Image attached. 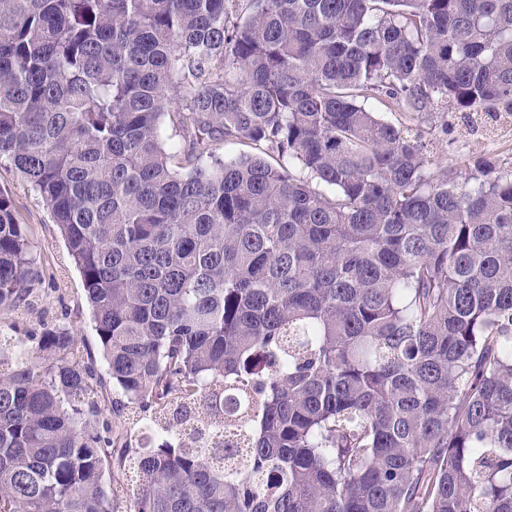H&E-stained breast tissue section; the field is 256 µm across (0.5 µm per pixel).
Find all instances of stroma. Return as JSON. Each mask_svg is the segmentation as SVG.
Segmentation results:
<instances>
[{
    "label": "stroma",
    "mask_w": 512,
    "mask_h": 512,
    "mask_svg": "<svg viewBox=\"0 0 512 512\" xmlns=\"http://www.w3.org/2000/svg\"><path fill=\"white\" fill-rule=\"evenodd\" d=\"M421 128L425 136L435 139L440 166L457 170L464 160L490 153L502 168H512L510 125L500 127L493 139L480 130L468 131L460 118L445 121L435 117L422 122ZM0 192L11 199L18 222L27 226L36 259L45 270L33 306L22 314L21 332L37 333L43 324L62 323L82 336L90 350H97L83 280L69 258L49 207L6 163L0 164Z\"/></svg>",
    "instance_id": "35a3bbf8"
}]
</instances>
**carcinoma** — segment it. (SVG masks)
Segmentation results:
<instances>
[{
  "label": "carcinoma",
  "mask_w": 512,
  "mask_h": 512,
  "mask_svg": "<svg viewBox=\"0 0 512 512\" xmlns=\"http://www.w3.org/2000/svg\"><path fill=\"white\" fill-rule=\"evenodd\" d=\"M383 99L512 121V0H0V162L107 363L0 343V512H512V172ZM43 279L0 193V313ZM135 408H127L124 410V412L121 414L120 417H116L112 414V422L113 419L116 421V423L119 424L120 431H123L124 433H128V436L131 435L132 443L135 447H137L140 443L148 442L151 440L152 444H155L158 440L155 439V437H151L150 434H144L137 430V427L133 428L132 419L127 420L128 418L133 417V411H135Z\"/></svg>",
  "instance_id": "1"
}]
</instances>
